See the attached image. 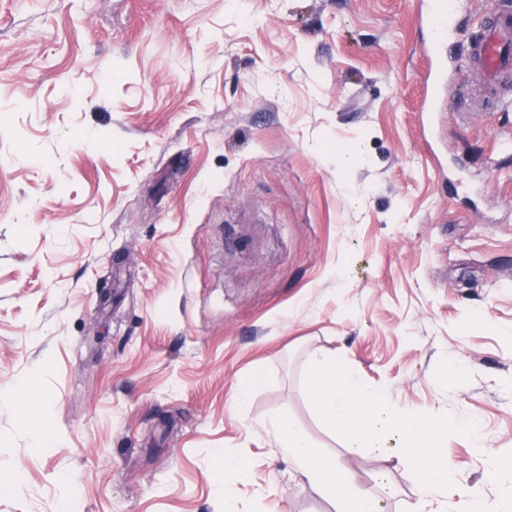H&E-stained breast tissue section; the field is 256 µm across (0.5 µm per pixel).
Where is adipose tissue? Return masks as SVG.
<instances>
[{
    "label": "adipose tissue",
    "instance_id": "1",
    "mask_svg": "<svg viewBox=\"0 0 512 512\" xmlns=\"http://www.w3.org/2000/svg\"><path fill=\"white\" fill-rule=\"evenodd\" d=\"M275 431L282 453L291 459L298 476L325 497L336 500L340 512H383L378 496L351 485L338 459H318L306 436L290 422L277 421Z\"/></svg>",
    "mask_w": 512,
    "mask_h": 512
}]
</instances>
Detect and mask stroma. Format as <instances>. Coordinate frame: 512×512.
<instances>
[{
    "label": "stroma",
    "mask_w": 512,
    "mask_h": 512,
    "mask_svg": "<svg viewBox=\"0 0 512 512\" xmlns=\"http://www.w3.org/2000/svg\"><path fill=\"white\" fill-rule=\"evenodd\" d=\"M420 4L0 0V512H336L279 419L410 512L328 357L512 454V105L423 128Z\"/></svg>",
    "instance_id": "obj_1"
}]
</instances>
